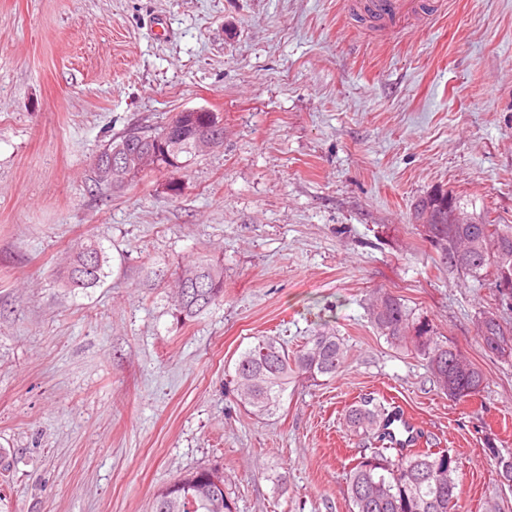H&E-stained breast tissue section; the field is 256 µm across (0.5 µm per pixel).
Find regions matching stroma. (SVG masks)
I'll return each instance as SVG.
<instances>
[{
	"instance_id": "35a3bbf8",
	"label": "stroma",
	"mask_w": 512,
	"mask_h": 512,
	"mask_svg": "<svg viewBox=\"0 0 512 512\" xmlns=\"http://www.w3.org/2000/svg\"><path fill=\"white\" fill-rule=\"evenodd\" d=\"M385 36L346 0H0V512H152L199 467L236 512H348L358 452L343 410L392 399L455 455L460 512H512V357L481 312L512 299L449 269L410 210L437 188L512 225V0H426ZM221 147L114 192L92 160L188 109ZM108 277L65 287L81 243ZM221 260L224 299L181 318L175 272ZM481 369L450 400L379 336L377 290ZM332 331L348 357L258 418L226 375L255 337L295 351ZM492 315L490 309L484 310L479 317V330L486 351L501 357L512 356V332Z\"/></svg>"
}]
</instances>
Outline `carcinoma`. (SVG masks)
<instances>
[{
  "mask_svg": "<svg viewBox=\"0 0 512 512\" xmlns=\"http://www.w3.org/2000/svg\"><path fill=\"white\" fill-rule=\"evenodd\" d=\"M173 130L162 127L151 133L130 131L112 141L95 158L93 168L108 152L124 147L158 150V169L184 168L198 156L196 139L206 127V114L179 112ZM453 192L439 189L418 201L417 208L431 209L434 224L428 239L439 246L448 267L480 281L486 278L500 296L512 294V225L478 219L472 224L447 223L448 206L457 205ZM106 257L97 240L84 243L70 257L66 283L88 288L105 277ZM224 298V266L218 262L192 261L180 268L174 285L177 311L194 317ZM378 333L393 344L411 347L429 366L437 384L448 396L465 401L478 395L484 384L480 369L460 350L441 337L433 323L417 315L400 298L380 290L370 307ZM479 330L486 351L512 356V331L487 309L480 314ZM344 343L330 331L311 337L302 349L288 353L273 337L256 338L234 363L231 382L240 402L259 417H270L282 408L290 380L303 377L317 381L334 378L344 366ZM402 415L400 407L386 397H362L343 414L347 431L360 438L359 457L346 473L350 512H448V501L459 499L457 470L448 467L445 449L433 442L424 448H400L391 431ZM179 488L165 485L158 490L154 512H233L224 494V472L202 468L174 480Z\"/></svg>",
  "mask_w": 512,
  "mask_h": 512,
  "instance_id": "cac0c4a2",
  "label": "carcinoma"
}]
</instances>
